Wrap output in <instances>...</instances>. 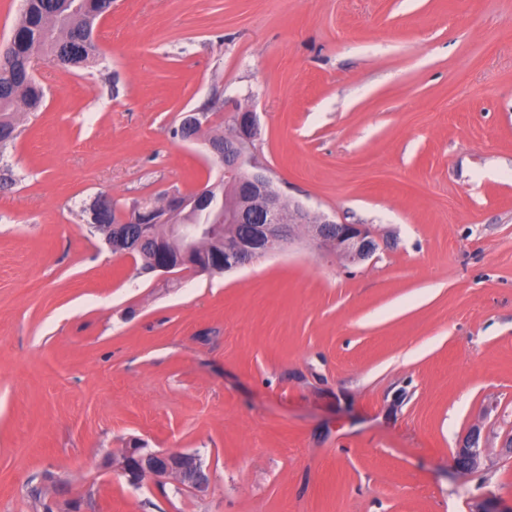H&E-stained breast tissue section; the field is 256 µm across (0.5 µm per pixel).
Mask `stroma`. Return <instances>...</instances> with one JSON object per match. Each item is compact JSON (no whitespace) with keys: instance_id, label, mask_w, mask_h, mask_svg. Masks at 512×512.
Here are the masks:
<instances>
[{"instance_id":"1","label":"stroma","mask_w":512,"mask_h":512,"mask_svg":"<svg viewBox=\"0 0 512 512\" xmlns=\"http://www.w3.org/2000/svg\"><path fill=\"white\" fill-rule=\"evenodd\" d=\"M97 38L36 60L44 104L0 149V512L512 504V0H114ZM234 104L371 260L301 240L164 282L112 253L96 200L219 177L177 129ZM135 440L198 453L209 489L130 486ZM480 432L474 429L464 440L460 448H457L453 458L454 467L462 473H471L479 468L486 453V448L480 446Z\"/></svg>"}]
</instances>
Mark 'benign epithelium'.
Masks as SVG:
<instances>
[{"mask_svg":"<svg viewBox=\"0 0 512 512\" xmlns=\"http://www.w3.org/2000/svg\"><path fill=\"white\" fill-rule=\"evenodd\" d=\"M229 115L231 129L224 141L211 142L206 147L222 166L224 184L237 186L247 201L242 206L222 203L218 184L209 186L204 182L190 192L164 193L161 209H127L121 223L141 224L143 218L151 216L157 223L170 225L172 236L179 243L177 261L162 263L154 271L166 277L194 272L195 252L217 236L225 224H250L253 228L247 241H225L224 256L218 262L226 271L246 267L259 257L281 254L301 238L348 265L370 260L379 248V239L366 227L324 215L315 220L308 207L299 202L289 205L279 190H271L274 181L270 171L254 152L259 131L256 113L235 106L229 109ZM205 116L204 112L186 113L179 127L180 137L197 141V130L205 125ZM479 440L480 432L474 429L457 449L453 465L460 472L471 473L479 468L486 453ZM118 466L133 486L145 481L158 486L172 482L204 492L211 483L210 470L191 452L152 450L136 444L122 451Z\"/></svg>","mask_w":512,"mask_h":512,"instance_id":"obj_1","label":"benign epithelium"}]
</instances>
